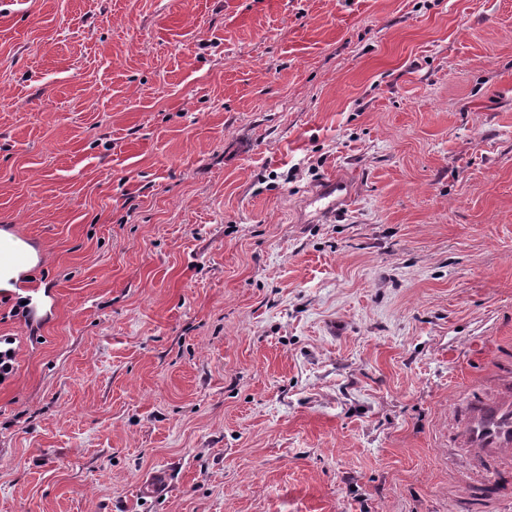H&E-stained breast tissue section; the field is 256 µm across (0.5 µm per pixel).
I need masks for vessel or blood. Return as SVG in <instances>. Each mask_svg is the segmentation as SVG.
Wrapping results in <instances>:
<instances>
[{"instance_id":"1","label":"vessel or blood","mask_w":512,"mask_h":512,"mask_svg":"<svg viewBox=\"0 0 512 512\" xmlns=\"http://www.w3.org/2000/svg\"><path fill=\"white\" fill-rule=\"evenodd\" d=\"M492 385L490 396L466 408L460 427L461 445L472 458L500 464L492 479L471 483V501L512 499V372L501 371Z\"/></svg>"}]
</instances>
